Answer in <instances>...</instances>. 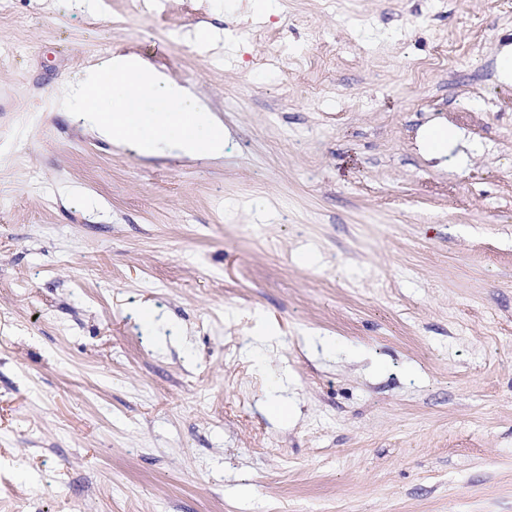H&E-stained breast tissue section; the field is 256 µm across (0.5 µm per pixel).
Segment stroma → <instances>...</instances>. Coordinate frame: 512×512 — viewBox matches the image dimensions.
Returning <instances> with one entry per match:
<instances>
[{
  "instance_id": "35a3bbf8",
  "label": "stroma",
  "mask_w": 512,
  "mask_h": 512,
  "mask_svg": "<svg viewBox=\"0 0 512 512\" xmlns=\"http://www.w3.org/2000/svg\"><path fill=\"white\" fill-rule=\"evenodd\" d=\"M132 2L0 5V512H512V0ZM113 53L223 156L71 117Z\"/></svg>"
}]
</instances>
